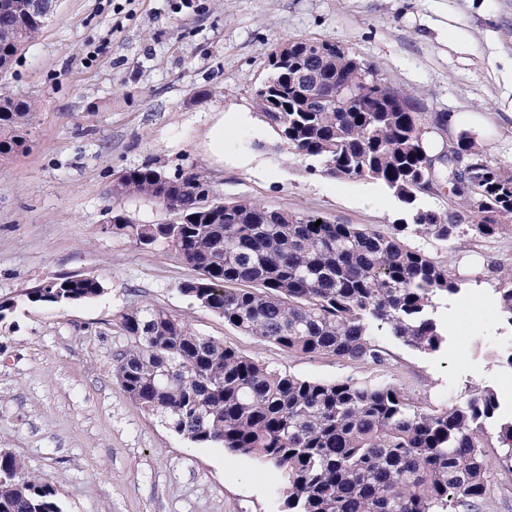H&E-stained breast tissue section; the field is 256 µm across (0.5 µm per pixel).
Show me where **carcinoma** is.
Listing matches in <instances>:
<instances>
[{"label": "carcinoma", "instance_id": "cac0c4a2", "mask_svg": "<svg viewBox=\"0 0 512 512\" xmlns=\"http://www.w3.org/2000/svg\"><path fill=\"white\" fill-rule=\"evenodd\" d=\"M46 20L35 0H0V157L26 148L32 101L3 83L17 54ZM365 63L349 52L327 69L339 94ZM269 65L254 102L264 121L310 170L372 179L403 204L406 224L382 228L315 222L320 216L214 198L196 172L172 176L146 164L117 173L109 194L139 197L173 215L165 224H134L112 212V232L138 247L160 245L193 272L179 284L197 305L245 335L291 354L332 356L383 367L389 336L423 354L448 345L438 301L459 294L465 279L430 257L425 242L512 231V174L459 132L433 151L410 112L314 110L298 99L291 74ZM445 188L448 211L424 209L419 194ZM500 309L512 325V269L504 273ZM103 292L95 276H62L0 302V321L18 302L66 304ZM128 344L116 360L125 395L161 416L196 445L251 455L281 470L285 512H475L494 474L485 449H507L499 465L512 473V420L489 428L496 393L476 389L439 408L381 381H321L281 373L221 341L196 334L151 304L120 315ZM0 512H62L53 483L29 474L0 448Z\"/></svg>", "mask_w": 512, "mask_h": 512}]
</instances>
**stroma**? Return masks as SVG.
<instances>
[{
  "label": "stroma",
  "instance_id": "35a3bbf8",
  "mask_svg": "<svg viewBox=\"0 0 512 512\" xmlns=\"http://www.w3.org/2000/svg\"><path fill=\"white\" fill-rule=\"evenodd\" d=\"M296 39L344 46L414 95L425 116H445L447 130L430 133L436 143L468 131L512 169V0H60L8 77L36 109L27 151L0 159V301L64 274L98 277L104 291L86 302L18 303L0 321V448L54 483L63 512H283L277 469L191 444L123 393L119 317L136 304L299 377L384 381L436 406L489 386L501 418L512 419L503 346L512 325L497 294L500 267L512 268L510 232L427 246L465 278L439 315L472 350L452 338L423 355L391 340L393 361L381 370L239 332L180 293L190 271L177 257L108 230L116 209L136 224L168 221L154 203L108 193L115 174L145 164L201 172L227 204L335 224L403 218L381 183L309 171L258 114L271 50Z\"/></svg>",
  "mask_w": 512,
  "mask_h": 512
}]
</instances>
